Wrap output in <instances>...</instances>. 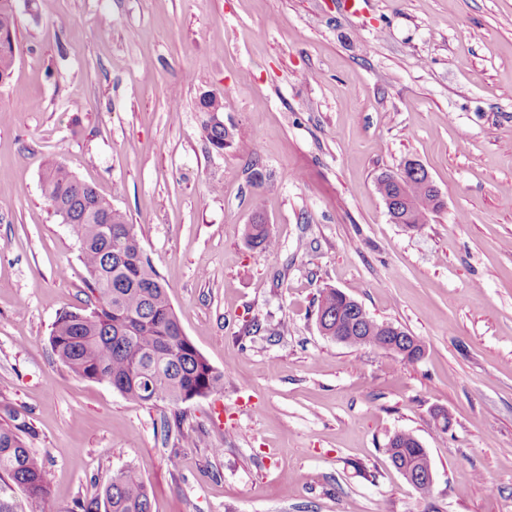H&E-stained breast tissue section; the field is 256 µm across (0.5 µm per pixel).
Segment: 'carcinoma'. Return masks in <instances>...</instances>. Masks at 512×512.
I'll list each match as a JSON object with an SVG mask.
<instances>
[{
  "mask_svg": "<svg viewBox=\"0 0 512 512\" xmlns=\"http://www.w3.org/2000/svg\"><path fill=\"white\" fill-rule=\"evenodd\" d=\"M16 0H0V35L13 42L17 29ZM214 101H199L201 134L216 151L232 138L218 121L224 105L209 112ZM407 160L398 173L380 176L376 189L383 201L398 197L406 226L416 229L442 207L439 194L425 176L412 173ZM42 190L56 215L67 220L79 245L86 273V307L65 311L55 320L50 344L57 359L78 377L112 386L126 399L145 405L186 403L224 388L217 370L186 335L170 299L171 285L142 248L135 225L61 162L42 173ZM256 195L257 220L246 225L244 240L255 259L277 250L278 243L262 216ZM317 323L339 332L344 344L386 350L392 340L364 309L334 288L320 291ZM19 427L0 420V512H16L14 492L40 507L50 497L42 461L18 434ZM394 461L423 471L431 465L427 451L409 436L399 435L385 448ZM81 512H152L149 489L133 467L114 475L102 497L78 503Z\"/></svg>",
  "mask_w": 512,
  "mask_h": 512,
  "instance_id": "obj_1",
  "label": "carcinoma"
}]
</instances>
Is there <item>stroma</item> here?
<instances>
[{"instance_id": "1", "label": "stroma", "mask_w": 512, "mask_h": 512, "mask_svg": "<svg viewBox=\"0 0 512 512\" xmlns=\"http://www.w3.org/2000/svg\"><path fill=\"white\" fill-rule=\"evenodd\" d=\"M17 8L0 85V420L24 422L50 512H78L128 466L153 512H512V0ZM210 93L230 101L220 153L200 133ZM409 159L443 202L415 230L375 188ZM54 160L135 224L223 391L141 405L54 356L53 322L87 300L77 240L41 191ZM257 197L279 242L260 263L244 243ZM326 287L417 336L422 357L323 336ZM400 431L430 456L432 501L384 451Z\"/></svg>"}]
</instances>
